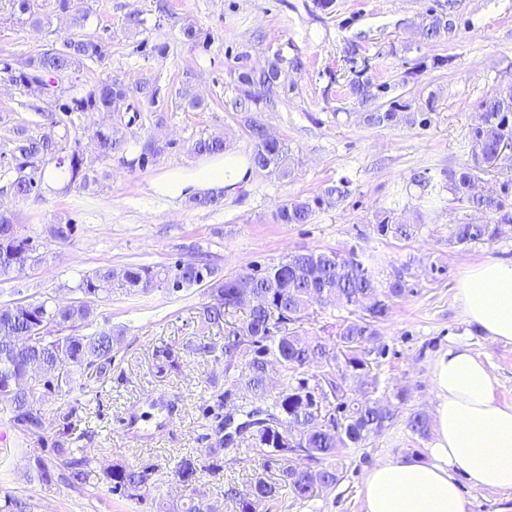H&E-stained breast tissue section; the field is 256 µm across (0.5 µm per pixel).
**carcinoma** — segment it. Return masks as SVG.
Returning a JSON list of instances; mask_svg holds the SVG:
<instances>
[{"label":"carcinoma","mask_w":512,"mask_h":512,"mask_svg":"<svg viewBox=\"0 0 512 512\" xmlns=\"http://www.w3.org/2000/svg\"><path fill=\"white\" fill-rule=\"evenodd\" d=\"M11 9L21 23L48 22L36 0H11ZM54 9L70 14L76 32L34 54L0 58V80L22 88L28 96L26 107L44 122V131L38 136L28 135L22 128L3 136L11 158L3 172L6 187L22 200L41 197L44 167L51 162L67 173V188L87 190L96 183L89 175L80 140L70 141L57 134L56 128L65 125L64 116L72 112H121L133 101L153 102L157 97L151 79L130 84L118 77L98 81L80 95L66 97L63 89L54 97L46 95L45 86L55 84L58 75L79 71L88 61H104L110 48L103 39L81 33L87 14L77 0H55ZM458 22L459 0H446L444 8L429 9L417 34L423 42L450 40L456 35ZM287 66L301 71L305 63L299 56L287 61L277 53L258 73L244 65L238 67L235 73L240 94L234 101L235 110L261 111L260 104L270 101L281 86ZM368 71V64L359 67L357 60H352L347 92L362 107L360 118L366 126L390 127L399 122L400 113L412 110V102L391 99L377 103L386 86L375 83ZM479 108L482 123L471 133L470 159L460 170L448 173L446 182L452 201L468 211L466 218L449 230L448 241L457 245L493 242L512 224V165L506 170L501 160L502 150L512 144V82L498 85L493 94L480 101ZM247 126L254 142L253 166L271 171L285 169L288 146L267 139L264 124L256 117L249 118ZM93 138L102 158L122 148L120 141L102 129L96 130ZM194 150L219 154L224 152V140L199 139ZM486 175L499 179V192L494 198L473 197L475 183ZM349 195V182L341 179L314 197L287 200L279 206L275 219L279 224H307L324 203L341 202ZM376 229L382 236L390 233L410 239L417 225L397 222L393 212L385 211L378 217ZM15 244L29 247L31 237L21 234L14 214L0 215V253ZM406 274L403 267L384 278L373 260L354 251L342 258L332 249L295 253L252 272V290L264 302L241 310L235 303L241 275L220 277L211 264L196 258L180 259L172 266H131L114 282L113 269L102 266L72 287L80 298L68 305L47 300L0 304V388L12 393L0 410L13 427L39 437L45 431V420L28 379L31 363H41L46 372L60 365H73L97 379L112 373L113 352L121 344V337L110 329L86 336L70 335L89 321L93 300L101 294L113 289L127 295L148 294L159 288L177 292L199 286L210 298L203 308L205 322L224 327V336L220 345L199 341L193 353L224 360V374L237 373L234 386L257 396L267 394L273 369H279L287 381L268 406L275 424L262 426L254 409L239 406L247 421L240 424L238 432L248 429L250 434L236 443L238 448L244 444L257 451L267 468H277L279 481L258 475L242 489L229 488L224 496L235 504V512H255L256 503L276 500L281 482L298 500L314 498L340 481L336 458L344 449L383 433L396 419L398 406L367 392L360 401L351 399L345 383L369 375L373 364L370 344L379 340V326L390 316L393 304L407 294ZM316 296L320 305L358 307L361 314L336 323L326 338L308 340L288 325L303 320ZM310 368L318 369V373L308 374ZM216 419L213 434L207 437L206 454L184 458L176 468V476L186 486L206 472L223 468L221 451L231 441L224 436L230 419L219 413ZM81 452V448L55 449L56 463L64 470L63 479L73 488L90 480L88 460ZM150 476L147 469L115 464L104 473V481L112 491L132 498Z\"/></svg>","instance_id":"cac0c4a2"}]
</instances>
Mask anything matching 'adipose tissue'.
<instances>
[{
  "label": "adipose tissue",
  "mask_w": 512,
  "mask_h": 512,
  "mask_svg": "<svg viewBox=\"0 0 512 512\" xmlns=\"http://www.w3.org/2000/svg\"><path fill=\"white\" fill-rule=\"evenodd\" d=\"M247 166L227 155L156 180V193L180 198L236 186ZM457 298L467 323L512 343V262L486 261L459 280ZM435 436L427 460L377 462L361 490L363 512H466L460 480L480 490L512 492V405L495 399L487 364L456 344L434 361Z\"/></svg>",
  "instance_id": "adipose-tissue-1"
}]
</instances>
